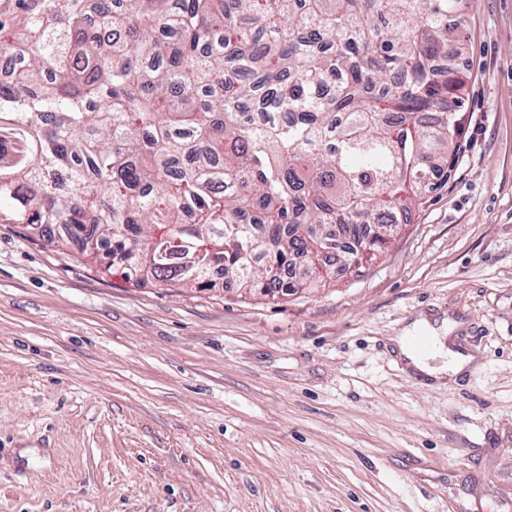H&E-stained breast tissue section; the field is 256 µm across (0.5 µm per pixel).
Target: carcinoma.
I'll return each mask as SVG.
<instances>
[{
	"label": "carcinoma",
	"instance_id": "cac0c4a2",
	"mask_svg": "<svg viewBox=\"0 0 512 512\" xmlns=\"http://www.w3.org/2000/svg\"><path fill=\"white\" fill-rule=\"evenodd\" d=\"M0 0V222L127 283L319 288L377 257L459 151L463 0Z\"/></svg>",
	"mask_w": 512,
	"mask_h": 512
}]
</instances>
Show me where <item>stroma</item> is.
Masks as SVG:
<instances>
[{
    "label": "stroma",
    "instance_id": "1",
    "mask_svg": "<svg viewBox=\"0 0 512 512\" xmlns=\"http://www.w3.org/2000/svg\"><path fill=\"white\" fill-rule=\"evenodd\" d=\"M465 2L450 176L329 287L133 286L0 223V512H512V0ZM421 318L466 370L409 369Z\"/></svg>",
    "mask_w": 512,
    "mask_h": 512
}]
</instances>
